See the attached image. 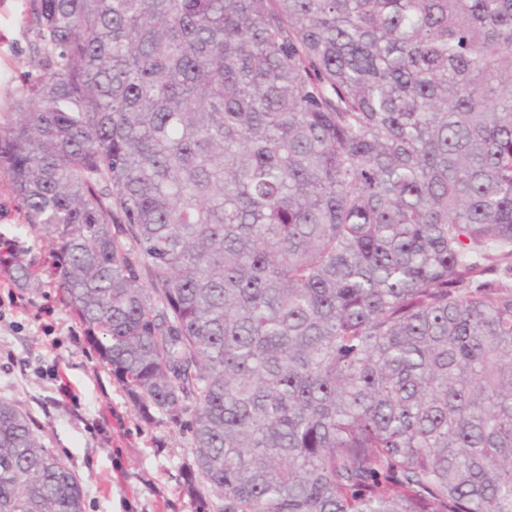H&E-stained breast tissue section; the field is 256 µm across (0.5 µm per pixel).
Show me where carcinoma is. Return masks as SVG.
<instances>
[{
  "label": "carcinoma",
  "instance_id": "carcinoma-1",
  "mask_svg": "<svg viewBox=\"0 0 512 512\" xmlns=\"http://www.w3.org/2000/svg\"><path fill=\"white\" fill-rule=\"evenodd\" d=\"M25 36L0 177L141 418L192 412L189 493L512 512V0H29ZM0 512H83L2 398Z\"/></svg>",
  "mask_w": 512,
  "mask_h": 512
}]
</instances>
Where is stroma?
I'll list each match as a JSON object with an SVG mask.
<instances>
[{
  "mask_svg": "<svg viewBox=\"0 0 512 512\" xmlns=\"http://www.w3.org/2000/svg\"><path fill=\"white\" fill-rule=\"evenodd\" d=\"M28 0H0V112L29 59ZM21 215L0 188V240L17 260L41 267L51 244L20 230ZM26 412L45 447L62 458L84 490V512H218L184 490L191 460L183 427L145 422L87 343L50 278L17 286L0 269V398Z\"/></svg>",
  "mask_w": 512,
  "mask_h": 512,
  "instance_id": "stroma-1",
  "label": "stroma"
}]
</instances>
